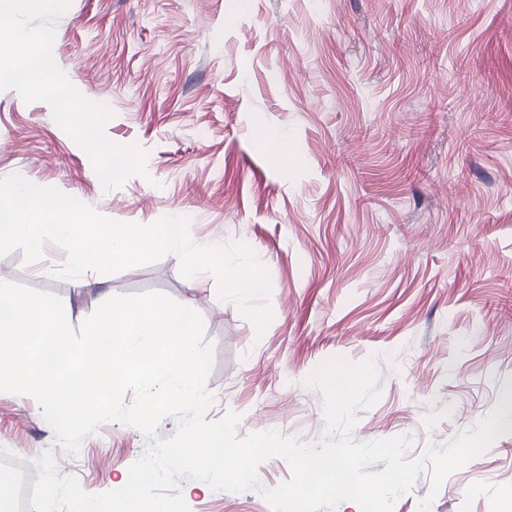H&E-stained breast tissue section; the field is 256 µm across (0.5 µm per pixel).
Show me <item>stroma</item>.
I'll return each mask as SVG.
<instances>
[{"label": "stroma", "instance_id": "35a3bbf8", "mask_svg": "<svg viewBox=\"0 0 512 512\" xmlns=\"http://www.w3.org/2000/svg\"><path fill=\"white\" fill-rule=\"evenodd\" d=\"M52 52L112 112L107 136L147 151V176L104 189L50 106L0 91V178L17 173L123 222L180 213L199 245L242 242L266 268L257 332L215 278L160 260L90 287L55 277L66 252L0 257V280L58 296L79 327L115 295L161 292L213 346L208 419L238 437L324 430L305 379L375 358L378 401L354 437L444 445L512 394V0H70ZM288 139L271 162L260 130ZM104 423L77 454L30 396L0 392V448L46 452L90 493L145 451ZM190 512H272L259 492L192 490ZM430 512H512V424L450 474Z\"/></svg>", "mask_w": 512, "mask_h": 512}]
</instances>
